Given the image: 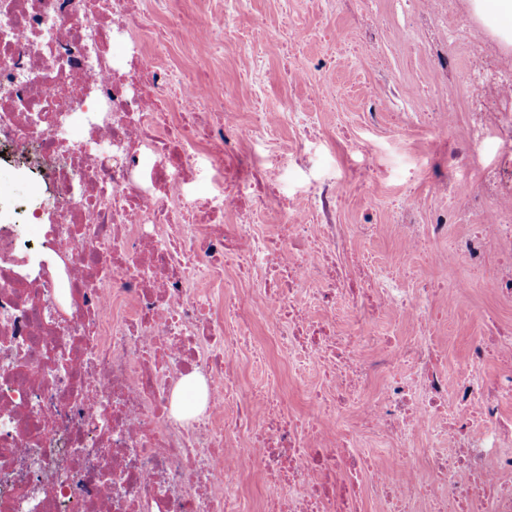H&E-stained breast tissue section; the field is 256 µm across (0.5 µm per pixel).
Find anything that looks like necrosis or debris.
<instances>
[{"instance_id":"1","label":"necrosis or debris","mask_w":512,"mask_h":512,"mask_svg":"<svg viewBox=\"0 0 512 512\" xmlns=\"http://www.w3.org/2000/svg\"><path fill=\"white\" fill-rule=\"evenodd\" d=\"M190 34L214 51L269 37L241 33L219 6L195 20L179 0H151L147 14L136 0H0V170L46 198L36 208L0 192V512H243L245 475L269 512H364L369 498L383 512H512V372L478 375L512 335L474 337L448 374L427 289L336 260L347 244L336 211L352 182L378 176L373 149L350 141L359 164L310 182L306 205L289 199L282 167L306 169L317 132L255 153L281 113L239 123L215 92L217 68L172 63ZM470 73L465 146L436 163L433 183L486 213L457 249L475 269L484 227L512 239V64L483 51ZM73 128L81 138L63 143ZM490 137L494 162L456 184ZM204 174L206 196L194 189ZM254 280L260 290L245 291ZM345 308L420 332L342 333ZM258 320L269 345L251 343ZM244 350L259 362L275 351L299 377L317 370L309 412L284 411L274 384L245 392ZM197 376L199 406L179 417L174 390ZM365 432L402 482L355 447Z\"/></svg>"}]
</instances>
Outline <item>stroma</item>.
<instances>
[{"label": "stroma", "mask_w": 512, "mask_h": 512, "mask_svg": "<svg viewBox=\"0 0 512 512\" xmlns=\"http://www.w3.org/2000/svg\"><path fill=\"white\" fill-rule=\"evenodd\" d=\"M224 8L230 23L239 29L260 22L270 33L260 49L240 41L224 46L216 58L241 123H249L258 107L282 112L284 118L275 138L284 145L295 138L298 113H308L322 135L314 164L330 177L339 174L343 166L335 146L339 133H349L375 148L383 166L382 178L367 189L352 187L349 204L339 216L340 223L354 231L351 248L360 269L381 267L397 273L398 260L408 244L396 199L406 185L414 187L418 234H425L438 212L450 214L448 237L452 240L464 236L471 225L483 223L480 214H459V198L435 190L430 180L435 159L447 155L452 142L464 137L473 53L497 50L512 60V39L497 42V30L476 12L472 0H447L443 9L433 8L431 0H226ZM424 9L434 10L440 28L452 31L467 27L474 36L470 44H448V91L453 105L448 118L453 134L449 137L434 136L425 116L427 101L441 79L425 48V34L414 23L416 12ZM288 15L295 19V28L285 27ZM326 30L343 33L361 51L337 60L336 100L322 108L314 104L308 87L322 76L318 64L327 53L321 37ZM398 84L419 88V96L394 93ZM371 105L379 114L374 126L367 115ZM367 218L381 225L379 234L356 233V225ZM509 248L512 243L489 235L486 262L477 272L453 259L442 261L426 253L412 256L413 275L406 285L431 291L429 307L441 319L436 331L438 357L448 371H455L464 359L472 337L488 335L495 324L512 327V303L499 299L493 288L500 256ZM461 279L468 280L470 287L459 294L454 285ZM360 327L382 336L418 333L415 322L392 314L368 322L349 314L337 323L341 331ZM237 369L245 389L278 381L289 410L305 411L294 375L280 357L270 356L259 365L244 354Z\"/></svg>", "instance_id": "35a3bbf8"}]
</instances>
